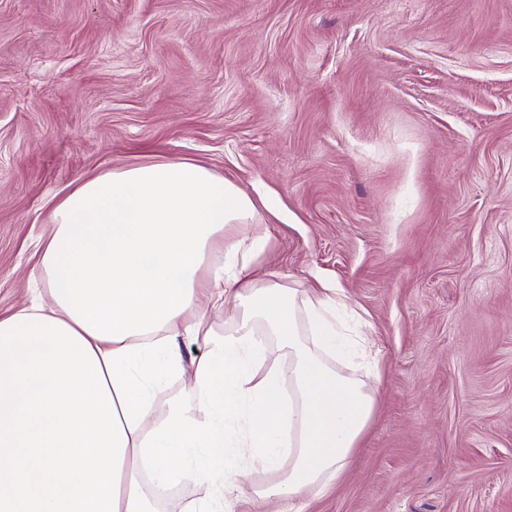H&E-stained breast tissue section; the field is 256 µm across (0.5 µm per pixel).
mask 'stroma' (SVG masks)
I'll use <instances>...</instances> for the list:
<instances>
[{
    "mask_svg": "<svg viewBox=\"0 0 512 512\" xmlns=\"http://www.w3.org/2000/svg\"><path fill=\"white\" fill-rule=\"evenodd\" d=\"M192 161L380 370L306 512H512V0H0V315L81 180Z\"/></svg>",
    "mask_w": 512,
    "mask_h": 512,
    "instance_id": "35a3bbf8",
    "label": "stroma"
}]
</instances>
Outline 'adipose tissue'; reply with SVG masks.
<instances>
[{"label":"adipose tissue","instance_id":"ef3b65f1","mask_svg":"<svg viewBox=\"0 0 512 512\" xmlns=\"http://www.w3.org/2000/svg\"><path fill=\"white\" fill-rule=\"evenodd\" d=\"M51 217L29 305L0 316V512H157L186 484L206 489L194 512H303L349 467L377 403L343 371L364 339L337 331L338 289L255 275L269 236L245 190L152 163L81 181Z\"/></svg>","mask_w":512,"mask_h":512}]
</instances>
